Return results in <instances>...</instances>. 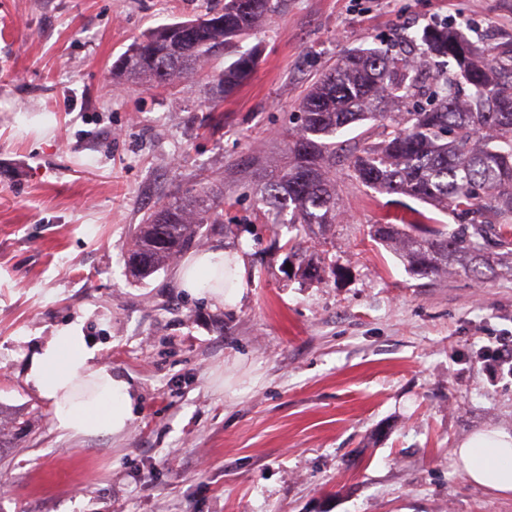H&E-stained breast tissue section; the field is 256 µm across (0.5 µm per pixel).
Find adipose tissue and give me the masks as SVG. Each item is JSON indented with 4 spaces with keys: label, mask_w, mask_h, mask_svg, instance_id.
<instances>
[{
    "label": "adipose tissue",
    "mask_w": 512,
    "mask_h": 512,
    "mask_svg": "<svg viewBox=\"0 0 512 512\" xmlns=\"http://www.w3.org/2000/svg\"><path fill=\"white\" fill-rule=\"evenodd\" d=\"M176 277L181 288L206 293L217 304L241 297L248 286L246 260L235 250L218 248L182 260ZM81 327L59 328L30 356L25 382L53 409L57 431L69 437L125 432L133 417L135 395L129 380L99 362ZM454 455L469 480L503 495H512V434L478 433L461 443Z\"/></svg>",
    "instance_id": "adipose-tissue-1"
}]
</instances>
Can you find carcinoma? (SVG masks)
<instances>
[{"label": "carcinoma", "mask_w": 512, "mask_h": 512, "mask_svg": "<svg viewBox=\"0 0 512 512\" xmlns=\"http://www.w3.org/2000/svg\"><path fill=\"white\" fill-rule=\"evenodd\" d=\"M272 0H224V11L204 18L149 29L123 54L112 75L162 83L187 77L220 45L235 49V60L216 75L228 94L257 66V48L241 43L271 10ZM428 61L448 67L431 91L423 67L390 56L381 48L345 56L306 94L299 126L288 143V161L256 185L259 204L300 227L287 241L294 275L318 280L327 250L310 251L314 229L324 230L340 215L336 193V135L364 121L379 131L349 164L356 182L386 193L448 208L458 224H374L372 232L394 247L410 275L428 278L450 270L482 282L512 274V44L490 59L455 27L423 31ZM469 94L458 96V84ZM397 103L408 109L394 124L383 120ZM223 192L201 186L170 197L132 231L128 271L144 280L174 264L187 250L224 228Z\"/></svg>", "instance_id": "cac0c4a2"}]
</instances>
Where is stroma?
I'll use <instances>...</instances> for the list:
<instances>
[{
    "label": "stroma",
    "instance_id": "obj_1",
    "mask_svg": "<svg viewBox=\"0 0 512 512\" xmlns=\"http://www.w3.org/2000/svg\"><path fill=\"white\" fill-rule=\"evenodd\" d=\"M272 3L245 41L257 69L223 96L227 49L166 86H115L112 66L224 0H0V410L29 418L0 448V512H512L452 454L512 432V376L484 360L512 340V277H411L372 225L454 216L342 161L335 269L303 281L284 263L294 229L245 188L281 164L306 90L344 56L413 58L423 29L464 19L492 55L512 41V0ZM210 183L230 230L206 246L245 256L242 297L215 306L170 269L132 281L133 226ZM72 323L132 382L122 435H61L25 382L34 348Z\"/></svg>",
    "mask_w": 512,
    "mask_h": 512
}]
</instances>
